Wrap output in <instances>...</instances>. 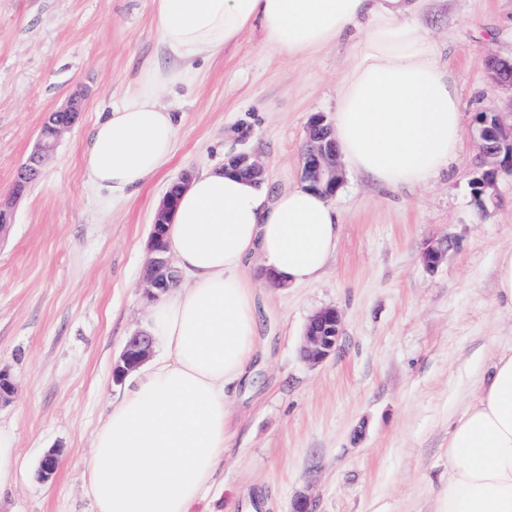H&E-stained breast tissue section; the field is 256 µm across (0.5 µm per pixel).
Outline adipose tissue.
<instances>
[{
	"instance_id": "obj_1",
	"label": "adipose tissue",
	"mask_w": 512,
	"mask_h": 512,
	"mask_svg": "<svg viewBox=\"0 0 512 512\" xmlns=\"http://www.w3.org/2000/svg\"><path fill=\"white\" fill-rule=\"evenodd\" d=\"M426 0H153L170 56L221 51L253 26L277 52L300 57L357 28L334 136L349 168L382 186H419L455 155L460 97L433 61L420 21ZM104 113L90 132V180L114 195L150 183L170 162L177 128L156 91ZM340 211L299 185L217 168L180 195L166 242L182 278L154 301L157 357L141 368L98 429L86 465L96 512H192L224 455L226 399L259 351L257 282H318L340 238ZM435 512H512V352L481 378L479 396L448 437V478Z\"/></svg>"
}]
</instances>
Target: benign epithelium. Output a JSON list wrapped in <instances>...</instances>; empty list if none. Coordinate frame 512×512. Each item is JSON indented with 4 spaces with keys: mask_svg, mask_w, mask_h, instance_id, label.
<instances>
[{
    "mask_svg": "<svg viewBox=\"0 0 512 512\" xmlns=\"http://www.w3.org/2000/svg\"><path fill=\"white\" fill-rule=\"evenodd\" d=\"M490 78L512 87V59L491 57L486 61ZM87 97L85 90L72 93L67 101L49 113L37 136L36 145L22 167L39 163L44 165L51 158L61 136L78 121ZM474 140L480 151L483 171L478 181V197L492 196L496 190L500 173L512 170V121L508 122L498 113L480 112L475 119ZM235 171H244L256 180L265 174L263 166L251 154L238 153L229 159ZM302 178L310 188L319 190L329 198L336 195V185L343 181V170L339 161L333 127L327 117L316 114L311 118L302 155ZM172 203L170 195L163 197L156 210L153 228L148 242L149 260L145 270L144 296L157 299L167 289L170 275L175 267L161 240L165 226L171 223ZM446 255V251L432 244L421 254L428 269L435 268ZM341 313L328 307L315 312L309 319L303 336L301 353L305 361L318 364L336 351L340 334ZM152 353V339L146 333L130 336L113 369L115 382L120 383L131 372L139 368ZM59 453L51 449L39 462L38 475L47 480L56 472Z\"/></svg>",
    "mask_w": 512,
    "mask_h": 512,
    "instance_id": "1",
    "label": "benign epithelium"
}]
</instances>
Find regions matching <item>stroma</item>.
<instances>
[{
  "label": "stroma",
  "mask_w": 512,
  "mask_h": 512,
  "mask_svg": "<svg viewBox=\"0 0 512 512\" xmlns=\"http://www.w3.org/2000/svg\"><path fill=\"white\" fill-rule=\"evenodd\" d=\"M423 26L436 63L460 92L455 158L426 184L387 188L345 171L333 199L342 215L323 278L259 286L258 330L267 341L251 387L229 403L231 438L196 512H433L448 476V432L477 395L481 375L512 348V306L497 266L512 249V173L478 202L480 112L512 107L487 74L488 57H512V0H428ZM354 63L343 40L309 56L269 48L260 28L191 63L164 51L153 0H0V369L14 381L0 402L27 466L0 492V512H93L85 463L94 436L126 385L112 367L145 330L147 240L168 185L183 172L223 166L247 152L270 191L301 184L310 117H334L337 81ZM175 70L159 103L177 117L173 158L147 186L113 197L86 174L91 128L121 107L148 70ZM90 86L40 181L11 198L18 168L51 109ZM455 247L436 268L421 253ZM342 314L336 352L308 364L300 347L311 315ZM60 449L49 480L37 468Z\"/></svg>",
  "instance_id": "obj_1"
}]
</instances>
